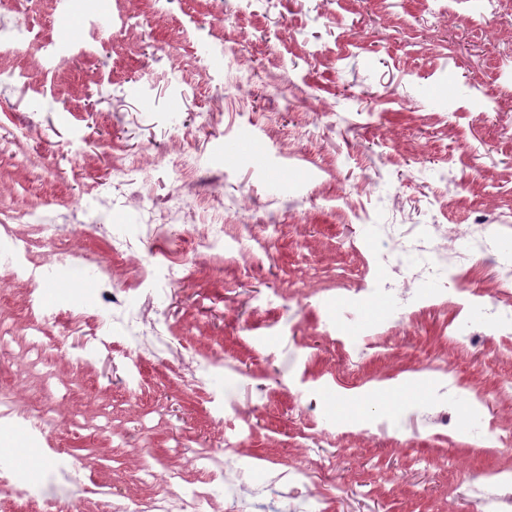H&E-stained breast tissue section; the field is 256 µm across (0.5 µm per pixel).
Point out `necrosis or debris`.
<instances>
[{
  "instance_id": "1",
  "label": "necrosis or debris",
  "mask_w": 512,
  "mask_h": 512,
  "mask_svg": "<svg viewBox=\"0 0 512 512\" xmlns=\"http://www.w3.org/2000/svg\"><path fill=\"white\" fill-rule=\"evenodd\" d=\"M174 176L177 182L174 193L157 198L149 192L140 166L113 164L115 193L150 215V222L145 224L110 223L113 193L106 192L96 194L93 205L63 213L21 203L9 223L0 225V266L5 268L8 280L27 288V306L32 315L28 326L29 350L33 354L31 367L38 368L41 357L49 352L69 359L73 365H83L88 359L111 352L115 336L125 331L135 337L139 349L171 356L170 366L174 371L189 375L194 388H205L204 377L197 373L195 352L182 346L176 336L158 326L150 316L161 293L178 286L184 278L186 267L181 244H174L175 256L169 259L162 273L154 265H144L134 281L119 284L113 281L108 269H99L93 276L97 299L89 312L77 314L72 309L74 302L82 300V289H72L50 307L42 303L39 294L44 284L63 275L74 258L70 252H59L49 258L35 256L32 236L47 225L62 235L72 225H84L108 238L113 252L119 256L133 251L134 240L169 238L180 224L193 230L198 247L206 251L223 250L224 203L218 192L224 181L223 165H215L203 173L181 166L175 168ZM20 224L28 225L29 233L17 232ZM452 241L450 256L463 251L480 253L482 259L494 262L504 282H512V253L503 251L485 227L453 231ZM447 284L455 297L466 304L468 312L477 315L476 320L468 318L458 324L456 334L462 344L512 330V296L484 297L469 288L456 273L449 274ZM88 320L92 321L93 330L78 343H68L56 333L59 324L77 328ZM40 380L47 400L36 409L21 408L15 390L0 387V440L19 430L27 431L30 446L42 449L50 459L49 467L38 477L17 475L8 458L0 459V494L8 502L42 505L47 512H65L68 498L61 490L64 485L74 484L80 499L94 503L97 512H208L213 501L210 483L224 472L223 448H200L193 452L189 462L202 473V480H189L178 468L168 469L160 480L148 470L142 479L146 496L127 504L118 502L104 487L79 481L72 455L52 442L50 430L59 423L54 398L60 380L51 371H41ZM497 389L499 396L508 400V408L472 417L473 424L480 426L501 457L499 463L485 471L483 482L473 489L477 512H512V377L500 378Z\"/></svg>"
}]
</instances>
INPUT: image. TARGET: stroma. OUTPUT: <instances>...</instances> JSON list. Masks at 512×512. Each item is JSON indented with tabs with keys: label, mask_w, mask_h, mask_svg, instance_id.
Listing matches in <instances>:
<instances>
[{
	"label": "stroma",
	"mask_w": 512,
	"mask_h": 512,
	"mask_svg": "<svg viewBox=\"0 0 512 512\" xmlns=\"http://www.w3.org/2000/svg\"><path fill=\"white\" fill-rule=\"evenodd\" d=\"M94 11L93 0L36 12L0 0V23L24 13L34 36L69 31L82 48L29 84L0 85V220L19 199L91 203L117 155L159 195L174 160L203 171L222 159L224 249L194 257L156 317L223 362L224 423L207 394L127 344L80 369L46 355L66 385L63 437L81 477L138 499V469L183 468L192 450L230 440L260 483L298 454L317 463L321 512H476L468 487L496 454L464 438L463 421L427 418L465 410L458 396L475 390L497 408L494 376L512 374V353L492 336L462 349L460 379L435 368L457 349L458 321L454 297L435 290L437 251L455 225L485 222L512 240V10L487 14L481 39L440 0H176L164 15L151 0H112L108 26ZM361 199L364 224L350 213ZM256 207L278 239L248 223ZM167 246L131 259L79 224L41 234L37 254L77 253L44 296L86 287L75 272L87 260L123 282ZM351 297L360 305L333 340ZM0 320L14 328L0 385H15L28 366L24 286H0ZM329 457L335 470L320 465ZM312 507L243 501L227 484L211 512Z\"/></svg>",
	"instance_id": "obj_1"
}]
</instances>
